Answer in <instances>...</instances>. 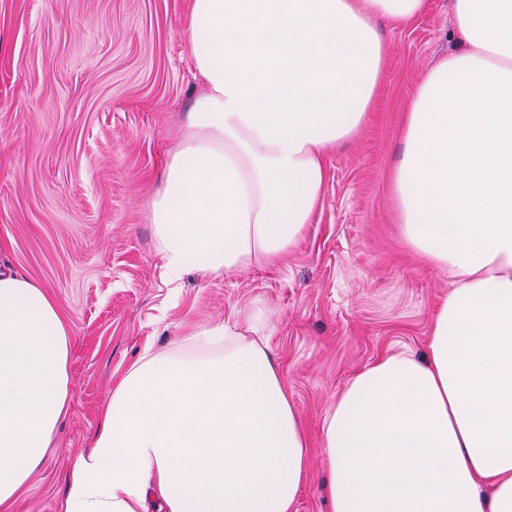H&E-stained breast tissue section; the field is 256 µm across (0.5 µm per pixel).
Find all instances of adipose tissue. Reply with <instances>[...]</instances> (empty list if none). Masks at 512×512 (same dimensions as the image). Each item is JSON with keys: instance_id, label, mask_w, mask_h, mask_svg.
<instances>
[{"instance_id": "ef3b65f1", "label": "adipose tissue", "mask_w": 512, "mask_h": 512, "mask_svg": "<svg viewBox=\"0 0 512 512\" xmlns=\"http://www.w3.org/2000/svg\"><path fill=\"white\" fill-rule=\"evenodd\" d=\"M425 0H190L200 89L150 211L162 274L229 273L296 249L386 63L379 22ZM462 48L417 86L394 179L408 242L452 281L423 356L380 359L324 422L332 512H512V0H452ZM186 362L126 371L62 512H292L307 444L272 356L196 327ZM70 338L41 285L0 272V512L69 400Z\"/></svg>"}]
</instances>
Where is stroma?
Listing matches in <instances>:
<instances>
[{
  "instance_id": "1",
  "label": "stroma",
  "mask_w": 512,
  "mask_h": 512,
  "mask_svg": "<svg viewBox=\"0 0 512 512\" xmlns=\"http://www.w3.org/2000/svg\"><path fill=\"white\" fill-rule=\"evenodd\" d=\"M185 0H0V269L46 287L70 334L69 401L9 512H60L75 459L145 345L182 359L191 327L225 323L267 347L303 423L295 512H328L323 424L381 355L427 348L451 280L416 256L393 181L417 81L460 51L448 0L380 22L387 48L368 118L325 158L324 199L274 265L162 275L149 203L197 92Z\"/></svg>"
}]
</instances>
